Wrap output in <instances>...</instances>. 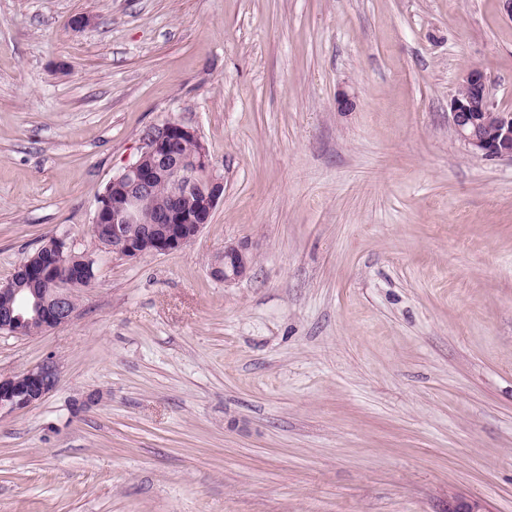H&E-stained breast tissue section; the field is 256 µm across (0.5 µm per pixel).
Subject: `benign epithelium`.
I'll return each instance as SVG.
<instances>
[{"label": "benign epithelium", "instance_id": "benign-epithelium-1", "mask_svg": "<svg viewBox=\"0 0 512 512\" xmlns=\"http://www.w3.org/2000/svg\"><path fill=\"white\" fill-rule=\"evenodd\" d=\"M449 121L469 152L486 159H512V113L497 111L489 99L486 78L477 69L467 71L451 102ZM197 143L192 153L182 147ZM169 186V202L154 222L137 237L122 225L138 221L142 202L158 184ZM224 200V176L218 173L197 132L168 121L150 131L135 161L112 177L99 195L92 232L99 245L114 254L138 258L165 254L192 243ZM46 259L23 264L0 281V330L27 335L68 323L75 309L65 284L82 275L64 240L52 238L41 246ZM250 256L244 244L229 245L211 263L212 277L231 282L247 274ZM58 384V366L48 359L20 373L0 374V411L28 409L42 401Z\"/></svg>", "mask_w": 512, "mask_h": 512}]
</instances>
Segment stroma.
<instances>
[{
	"label": "stroma",
	"mask_w": 512,
	"mask_h": 512,
	"mask_svg": "<svg viewBox=\"0 0 512 512\" xmlns=\"http://www.w3.org/2000/svg\"><path fill=\"white\" fill-rule=\"evenodd\" d=\"M470 69L512 113L501 0H0V281L55 236L98 259L67 324L0 332L1 373L59 366L0 412V512H512V161L448 121ZM168 121L223 202L101 252ZM250 269V256L244 244L229 245L211 263L210 274L215 279L231 282L247 274Z\"/></svg>",
	"instance_id": "obj_1"
}]
</instances>
